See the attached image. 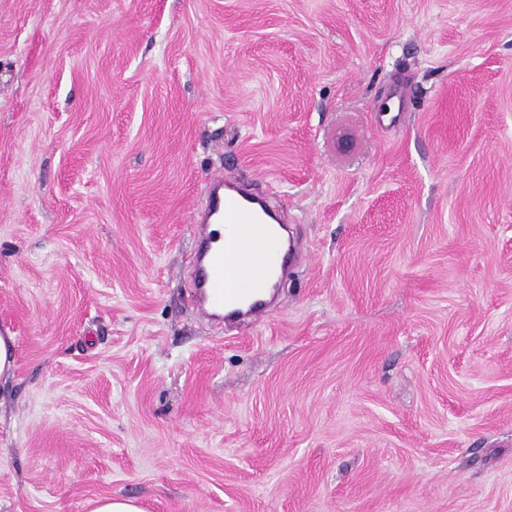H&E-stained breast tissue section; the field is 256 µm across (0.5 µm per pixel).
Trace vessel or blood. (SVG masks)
Instances as JSON below:
<instances>
[{
  "label": "vessel or blood",
  "instance_id": "b4317fda",
  "mask_svg": "<svg viewBox=\"0 0 512 512\" xmlns=\"http://www.w3.org/2000/svg\"><path fill=\"white\" fill-rule=\"evenodd\" d=\"M205 207L208 220L195 226L199 307L208 317L261 320L265 295L284 264L280 233L269 224L263 201L243 194L234 182L225 191L211 190Z\"/></svg>",
  "mask_w": 512,
  "mask_h": 512
}]
</instances>
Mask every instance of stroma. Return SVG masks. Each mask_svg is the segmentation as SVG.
I'll return each instance as SVG.
<instances>
[{
    "label": "stroma",
    "instance_id": "1",
    "mask_svg": "<svg viewBox=\"0 0 512 512\" xmlns=\"http://www.w3.org/2000/svg\"><path fill=\"white\" fill-rule=\"evenodd\" d=\"M0 333V512H512V0H0ZM225 187L222 193L211 190L205 202L209 217L224 224V233L209 220L194 225L198 305L207 317L258 321L267 313L265 295L274 274L284 264L281 236L269 224L263 201L243 194L233 180ZM87 512H144L136 499L125 497H98L89 500Z\"/></svg>",
    "mask_w": 512,
    "mask_h": 512
}]
</instances>
